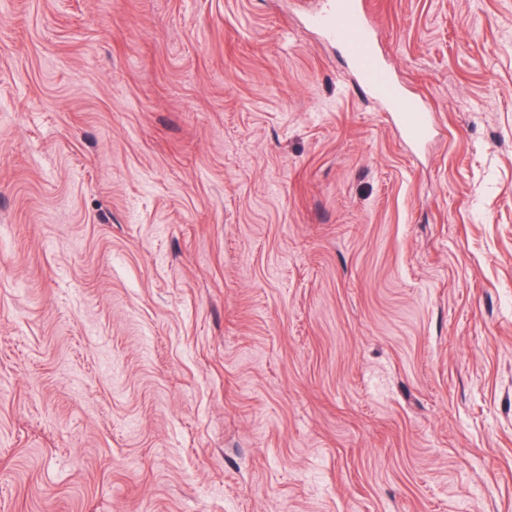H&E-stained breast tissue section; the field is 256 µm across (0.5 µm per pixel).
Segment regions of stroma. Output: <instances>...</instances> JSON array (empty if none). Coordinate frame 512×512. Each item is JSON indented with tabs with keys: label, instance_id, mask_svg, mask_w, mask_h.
I'll use <instances>...</instances> for the list:
<instances>
[{
	"label": "stroma",
	"instance_id": "obj_1",
	"mask_svg": "<svg viewBox=\"0 0 512 512\" xmlns=\"http://www.w3.org/2000/svg\"><path fill=\"white\" fill-rule=\"evenodd\" d=\"M0 0V512H512V0ZM311 24L329 39L343 43L360 77L359 87L381 100L393 112L404 136L419 142L431 134L429 114L417 100L405 95L376 60L373 36L359 0H324Z\"/></svg>",
	"mask_w": 512,
	"mask_h": 512
}]
</instances>
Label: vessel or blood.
Wrapping results in <instances>:
<instances>
[{"label":"vessel or blood","instance_id":"vessel-or-blood-1","mask_svg":"<svg viewBox=\"0 0 512 512\" xmlns=\"http://www.w3.org/2000/svg\"><path fill=\"white\" fill-rule=\"evenodd\" d=\"M311 23L326 38L343 43L360 77V89L373 94L393 112L408 140L419 142L430 136L425 107L401 92L377 62L362 0H323L321 11L312 16Z\"/></svg>","mask_w":512,"mask_h":512}]
</instances>
